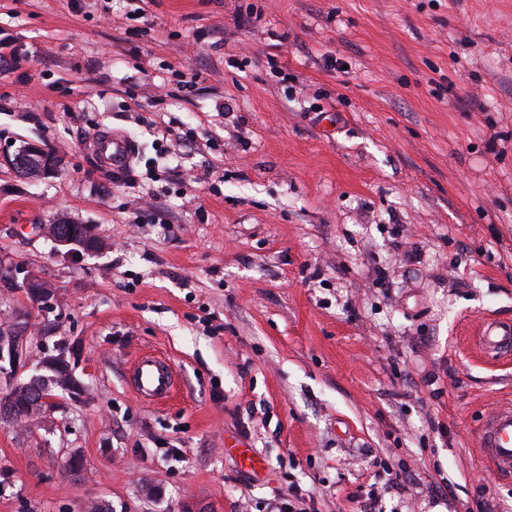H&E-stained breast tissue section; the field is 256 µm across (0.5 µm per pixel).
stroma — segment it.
Returning <instances> with one entry per match:
<instances>
[{
	"label": "stroma",
	"mask_w": 512,
	"mask_h": 512,
	"mask_svg": "<svg viewBox=\"0 0 512 512\" xmlns=\"http://www.w3.org/2000/svg\"><path fill=\"white\" fill-rule=\"evenodd\" d=\"M0 39V151L58 161L0 166V266L47 287L0 322L68 381L0 422V512H512L472 336L512 318V0H0ZM133 144L126 137L100 134L93 142V149L102 164L112 169L122 168L133 156ZM2 161L18 172L30 175L51 173L57 165L52 154L36 147H27L21 149L19 153L0 157V164ZM129 381L141 400L158 403L172 395L176 373L169 361L151 353H140L130 365Z\"/></svg>",
	"instance_id": "obj_1"
}]
</instances>
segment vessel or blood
Instances as JSON below:
<instances>
[{
	"instance_id": "b4317fda",
	"label": "vessel or blood",
	"mask_w": 512,
	"mask_h": 512,
	"mask_svg": "<svg viewBox=\"0 0 512 512\" xmlns=\"http://www.w3.org/2000/svg\"><path fill=\"white\" fill-rule=\"evenodd\" d=\"M93 149L102 164L122 168L133 156V144L125 137L104 133L96 137ZM478 344L485 353L512 356V321L487 319L477 328ZM132 389L141 400L158 403L175 389L176 373L171 363L150 353L137 355L129 368ZM476 446L482 458L498 476L512 478V403L493 408L475 430Z\"/></svg>"
}]
</instances>
